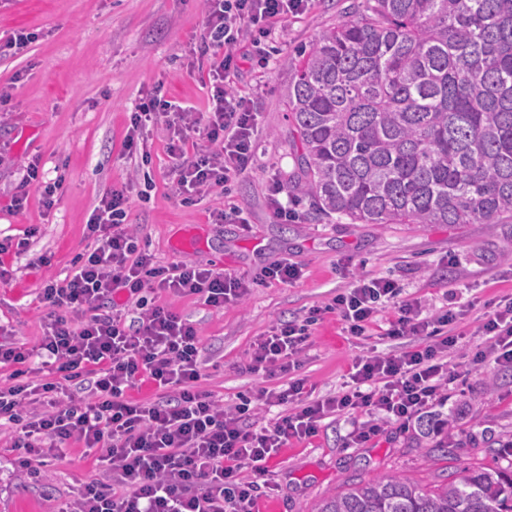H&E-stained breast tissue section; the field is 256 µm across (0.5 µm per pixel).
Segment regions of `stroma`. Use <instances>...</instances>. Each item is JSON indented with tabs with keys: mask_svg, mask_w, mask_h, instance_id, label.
<instances>
[{
	"mask_svg": "<svg viewBox=\"0 0 512 512\" xmlns=\"http://www.w3.org/2000/svg\"><path fill=\"white\" fill-rule=\"evenodd\" d=\"M354 0H309L260 44L244 42L245 59L231 88L250 97L258 133L247 169L230 191L217 188L199 203H181L171 192L174 160L164 123L143 129L152 162L142 167L124 140L130 116L154 89L165 98L207 113L211 88L195 64L204 33L201 0H0V39L18 30L36 39L18 54L0 58V234H37L26 253L0 259L10 272L0 281V340L38 345L46 310L44 282L64 278L72 262L94 247L86 224L100 199L113 189L129 199L128 224L140 245L169 265L192 260L248 282L238 301L216 310L195 296L157 290L158 305L189 317L205 358L201 390L224 405L261 388L306 382L311 398L336 393L353 362L370 351L396 354L419 340L386 337L392 310L381 312L368 335L354 337L339 317L323 314L314 325L298 367L274 377L248 369L253 345L271 327L296 321L327 304L361 277H392L425 316L445 304L461 310L460 345L448 355L458 378L431 414L449 426L425 430V417L382 424L380 433L353 441L363 413L330 414L315 436L292 441L269 460L271 493L260 512H310L320 498L384 474L434 487L448 474L474 466L512 465L503 452L512 444V370L472 362L483 341L478 331L496 303L512 296V220L500 224H353L312 213L309 200L289 198L298 221H278L267 185H289L296 166L291 146L288 81L301 51L352 12ZM39 158L46 178L63 175L53 209L30 193L25 208L8 212L23 166ZM236 207L244 221L217 224L215 213ZM288 261L301 266L291 283L253 285L264 267ZM18 451L9 432L0 433V512H53L83 483L101 478L94 456L74 443L49 459L40 477L16 475Z\"/></svg>",
	"mask_w": 512,
	"mask_h": 512,
	"instance_id": "1",
	"label": "stroma"
}]
</instances>
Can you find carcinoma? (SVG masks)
<instances>
[{
    "label": "carcinoma",
    "instance_id": "cac0c4a2",
    "mask_svg": "<svg viewBox=\"0 0 512 512\" xmlns=\"http://www.w3.org/2000/svg\"><path fill=\"white\" fill-rule=\"evenodd\" d=\"M299 173L319 215L362 224L512 219V0H362L288 82ZM314 512H512V466L433 490L385 475Z\"/></svg>",
    "mask_w": 512,
    "mask_h": 512
}]
</instances>
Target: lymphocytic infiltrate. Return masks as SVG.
Masks as SVG:
<instances>
[{
	"label": "lymphocytic infiltrate",
	"instance_id": "lymphocytic-infiltrate-1",
	"mask_svg": "<svg viewBox=\"0 0 512 512\" xmlns=\"http://www.w3.org/2000/svg\"><path fill=\"white\" fill-rule=\"evenodd\" d=\"M307 6L308 0H204L201 50L220 51L208 73L213 94L206 118L153 93L132 113L124 142L134 154L146 123L163 119L174 128L171 174L181 202L194 203L243 173L255 114L248 97L226 87L240 68V46L248 38L271 36L287 16ZM197 131L215 144V151L188 156L186 144ZM128 201L124 190L106 193L87 224L94 250L77 258L62 280L42 286L39 299L47 322L39 344L0 343V364L16 368L15 385L0 389V429L13 433L21 451L19 475H37L48 459L77 441L95 454L109 477L105 483L82 484L55 512H258L261 486L243 481L242 467L264 474L280 448L314 436L330 412L370 411L376 424L354 434L355 440H368L377 434L378 422H406L430 409L444 385L456 380L446 356L458 344L453 332L458 312L446 308L421 317L417 302L402 298L396 280L361 279L332 300L346 331L365 335L374 316L388 307L394 316L386 336H418L421 344L398 355L363 356L353 365L352 388L326 399L303 401L305 382L297 379L224 408L197 388L202 359L192 321L157 306L129 320L115 302L122 293L133 297L159 288L198 296L220 309L241 298L248 286L192 261L161 265L126 228ZM319 316L312 310L302 323L280 324L259 337L251 370L290 371ZM480 333L485 341L477 346L473 363L511 369L512 299L497 304ZM44 373L49 376L45 382L40 379ZM57 374L62 382H54ZM144 381L170 392V399H130L129 390ZM291 402L295 411L272 427L258 433L251 429L256 406Z\"/></svg>",
	"mask_w": 512,
	"mask_h": 512
}]
</instances>
